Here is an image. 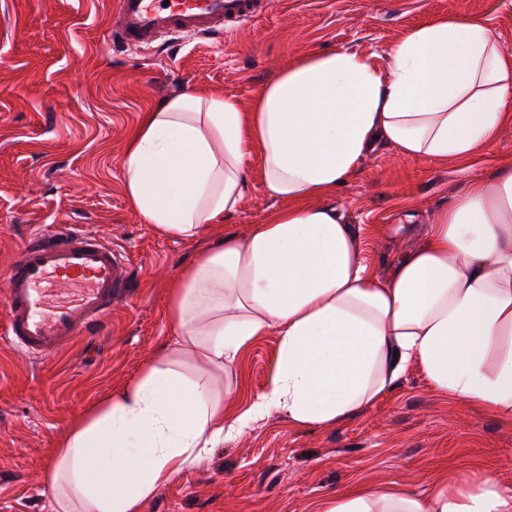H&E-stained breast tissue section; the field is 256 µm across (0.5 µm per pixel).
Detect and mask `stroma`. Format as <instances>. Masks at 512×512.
Segmentation results:
<instances>
[{
  "instance_id": "stroma-1",
  "label": "stroma",
  "mask_w": 512,
  "mask_h": 512,
  "mask_svg": "<svg viewBox=\"0 0 512 512\" xmlns=\"http://www.w3.org/2000/svg\"><path fill=\"white\" fill-rule=\"evenodd\" d=\"M117 0H0V306L3 275L28 230L84 224L122 251L130 292L91 334L39 359L0 346V512H46L44 474L68 424L134 381L169 337L168 288L213 244L140 223L124 188L128 135L143 112L191 89L250 108L298 56L353 49L373 65L407 30L458 12L485 18L512 49V0H272L230 35L165 37L141 50L109 38ZM512 161V127L464 162L373 152L359 176L325 198L358 236L372 273L387 276L416 227L467 185ZM284 201L252 185L224 232L245 233ZM277 336L256 337L237 366L244 410L268 382ZM461 482L491 473L512 489V427L491 411L436 393L409 363L388 394L332 428L274 413L159 489L142 512H320L356 485L426 490L442 464Z\"/></svg>"
}]
</instances>
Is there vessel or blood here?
<instances>
[{"instance_id":"obj_1","label":"vessel or blood","mask_w":512,"mask_h":512,"mask_svg":"<svg viewBox=\"0 0 512 512\" xmlns=\"http://www.w3.org/2000/svg\"><path fill=\"white\" fill-rule=\"evenodd\" d=\"M270 0H119L112 40L152 49L163 37L231 32L261 16ZM0 340L39 357L68 348L98 325L128 292L127 264L98 233L51 224L26 238L7 266ZM73 286V300L48 301L51 288Z\"/></svg>"}]
</instances>
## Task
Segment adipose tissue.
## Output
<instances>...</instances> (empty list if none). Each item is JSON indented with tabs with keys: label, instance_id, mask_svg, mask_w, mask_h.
I'll list each match as a JSON object with an SVG mask.
<instances>
[{
	"label": "adipose tissue",
	"instance_id": "obj_1",
	"mask_svg": "<svg viewBox=\"0 0 512 512\" xmlns=\"http://www.w3.org/2000/svg\"><path fill=\"white\" fill-rule=\"evenodd\" d=\"M508 125L512 50L467 13L407 31L380 67L352 49L300 56L247 111L187 90L144 113L124 156L141 223L187 240L220 228L251 185L250 157L267 195L289 206L176 273L170 339L137 381L70 424L45 474L49 512H140L209 449L272 413L335 426L412 362L438 393L512 425V164L470 182L384 279L321 203L377 147L462 161ZM266 334L279 340L266 389L225 414L242 351ZM322 512H512V489L490 476L458 486L444 466L423 496L356 486Z\"/></svg>",
	"mask_w": 512,
	"mask_h": 512
}]
</instances>
